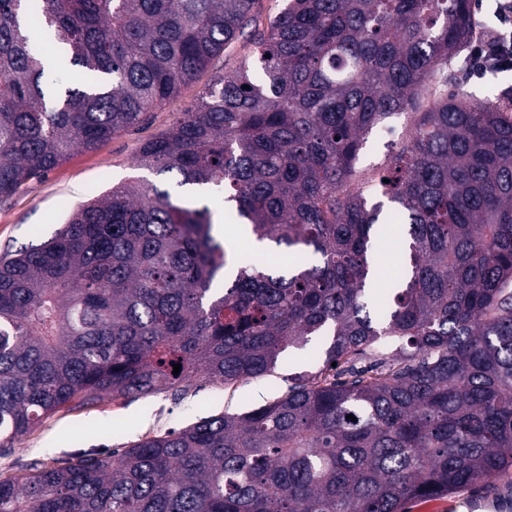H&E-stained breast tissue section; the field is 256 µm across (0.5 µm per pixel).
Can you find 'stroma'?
Returning <instances> with one entry per match:
<instances>
[{"label": "stroma", "mask_w": 512, "mask_h": 512, "mask_svg": "<svg viewBox=\"0 0 512 512\" xmlns=\"http://www.w3.org/2000/svg\"><path fill=\"white\" fill-rule=\"evenodd\" d=\"M212 77L204 72L182 88L162 110L137 128L120 132L97 150L74 151L48 175L30 181L9 199H0V255L52 237L81 203L101 197L132 178H150L135 158L147 139L167 130L194 104ZM512 70L482 76L458 74L452 90L512 108ZM411 119L400 113L386 131H373L358 168L369 180L379 178L392 151L406 140ZM309 353L284 360L269 374L220 384L196 379L175 390L145 398L105 399L89 406L69 404L41 418L13 447L0 448V477H19L31 465L60 466L90 451L124 448L141 439L179 429L224 412H242L287 394L295 373L314 369ZM405 512H512V474L491 479L445 497L407 501Z\"/></svg>", "instance_id": "stroma-1"}]
</instances>
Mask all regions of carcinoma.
<instances>
[{
  "label": "carcinoma",
  "mask_w": 512,
  "mask_h": 512,
  "mask_svg": "<svg viewBox=\"0 0 512 512\" xmlns=\"http://www.w3.org/2000/svg\"><path fill=\"white\" fill-rule=\"evenodd\" d=\"M255 3L0 0V197L159 111L246 34L260 69L213 76L136 163L222 188L255 243L298 257L225 272L209 207L155 183L79 205L0 259V447L75 401L256 377L323 341L286 395L0 478V512H401L512 470V110L448 92L473 0H288L247 33ZM53 66L78 79L46 90ZM402 112L369 191L364 140ZM378 195L404 251L371 310Z\"/></svg>",
  "instance_id": "cac0c4a2"
}]
</instances>
